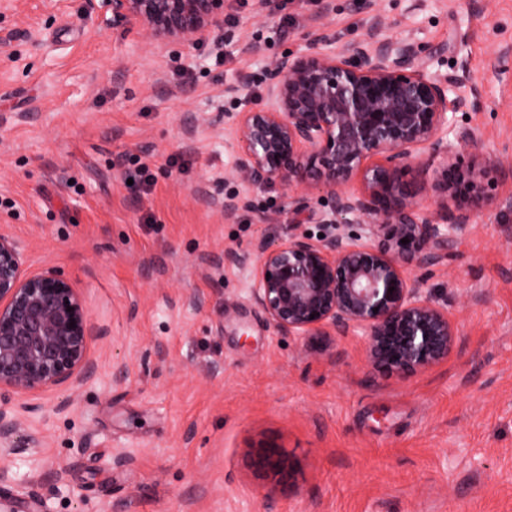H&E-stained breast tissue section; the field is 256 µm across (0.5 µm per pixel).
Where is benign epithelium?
<instances>
[{
    "label": "benign epithelium",
    "mask_w": 512,
    "mask_h": 512,
    "mask_svg": "<svg viewBox=\"0 0 512 512\" xmlns=\"http://www.w3.org/2000/svg\"><path fill=\"white\" fill-rule=\"evenodd\" d=\"M102 4L112 22L159 45L192 42L224 25V0ZM431 58L417 43L391 36L374 13L362 38L334 52L311 47L276 58L264 75V103L238 113L231 128L241 155L236 177L245 186L279 183L329 198L328 209L315 214L324 237L290 234L226 253L252 265L254 304L290 336L359 332L367 365L398 374L426 370L454 348L448 298L426 292L412 271L448 258L487 198L484 175L504 166L490 154L460 165L448 124L466 100L449 97L460 78L431 73ZM427 151L439 157L428 187L432 210L408 180ZM209 203L228 218L239 206L234 196ZM90 338L69 281L54 269L25 275L20 244L1 232L0 390L79 387L95 370ZM35 410L0 406L1 456L15 453L22 414ZM256 464L288 476V459L275 447L262 448Z\"/></svg>",
    "instance_id": "obj_1"
}]
</instances>
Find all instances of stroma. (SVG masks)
<instances>
[{
    "mask_svg": "<svg viewBox=\"0 0 512 512\" xmlns=\"http://www.w3.org/2000/svg\"><path fill=\"white\" fill-rule=\"evenodd\" d=\"M374 13L431 49V72L464 76L463 161L512 159V0H225L222 29L167 45L101 0H0V232L27 274L76 288L97 367L76 391L9 393L34 411L0 512H512V166L423 275L459 336L418 373L371 369L355 336L277 331L252 267L224 259L318 233L306 214L327 204L233 180L234 114L262 103L272 60L337 50ZM230 194L227 219L208 199ZM267 446L287 479L255 467Z\"/></svg>",
    "mask_w": 512,
    "mask_h": 512,
    "instance_id": "stroma-1",
    "label": "stroma"
}]
</instances>
